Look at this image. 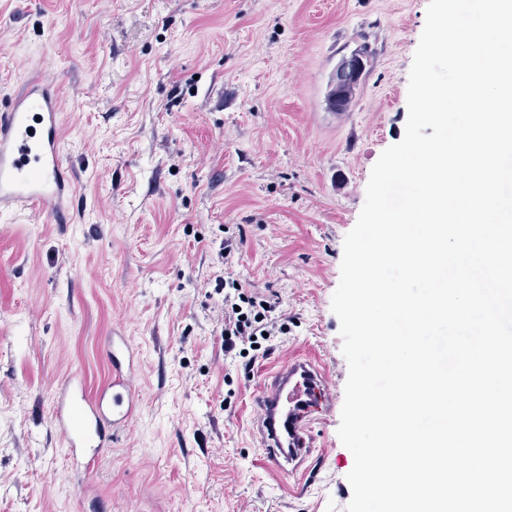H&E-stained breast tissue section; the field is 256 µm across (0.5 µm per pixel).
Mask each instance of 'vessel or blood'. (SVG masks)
I'll return each mask as SVG.
<instances>
[{
  "mask_svg": "<svg viewBox=\"0 0 512 512\" xmlns=\"http://www.w3.org/2000/svg\"><path fill=\"white\" fill-rule=\"evenodd\" d=\"M73 195L65 175L59 93L47 78L32 82L0 111V213L30 210L65 219ZM129 339L111 337L112 378L98 395L87 393L80 375L57 389L55 420L74 464L90 468L112 444L113 434L132 417L136 391L129 371ZM327 381L310 363H284L264 383L262 440L273 465L300 467L307 447L305 414Z\"/></svg>",
  "mask_w": 512,
  "mask_h": 512,
  "instance_id": "obj_1",
  "label": "vessel or blood"
}]
</instances>
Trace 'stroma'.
<instances>
[{
	"instance_id": "obj_1",
	"label": "stroma",
	"mask_w": 512,
	"mask_h": 512,
	"mask_svg": "<svg viewBox=\"0 0 512 512\" xmlns=\"http://www.w3.org/2000/svg\"><path fill=\"white\" fill-rule=\"evenodd\" d=\"M429 0H0V104L58 86L75 183L66 223L0 215V512H345L348 365L331 308L345 236L381 153L400 142ZM371 55L346 116L342 56ZM233 278L279 300L288 334L250 370L224 353L211 294ZM135 349L131 420L76 473L54 391ZM327 374L332 406L286 475L259 433L282 363Z\"/></svg>"
}]
</instances>
